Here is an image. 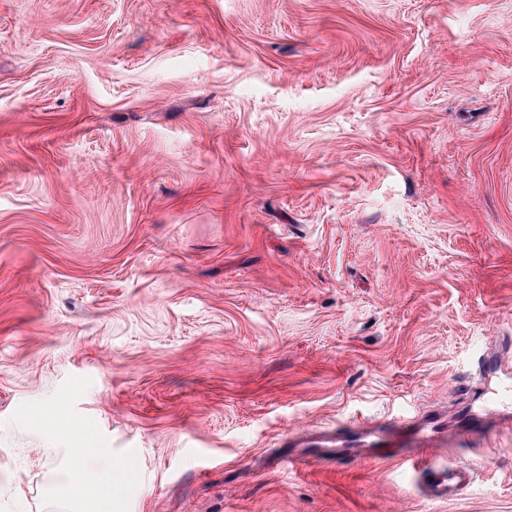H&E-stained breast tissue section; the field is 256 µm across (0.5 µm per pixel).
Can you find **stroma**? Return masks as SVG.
Listing matches in <instances>:
<instances>
[{
    "label": "stroma",
    "mask_w": 512,
    "mask_h": 512,
    "mask_svg": "<svg viewBox=\"0 0 512 512\" xmlns=\"http://www.w3.org/2000/svg\"><path fill=\"white\" fill-rule=\"evenodd\" d=\"M505 334L512 0H0V512L87 438L114 512H512ZM431 407L454 500L276 461ZM511 336H499L498 347L493 349L489 347L487 351L479 358L472 379L478 380L483 384L484 410L498 411L501 408H508L512 401V388L508 383L502 384L496 388H489L487 384L492 376L501 369L502 358L501 351L511 349Z\"/></svg>",
    "instance_id": "1"
}]
</instances>
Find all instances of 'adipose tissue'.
<instances>
[{
	"label": "adipose tissue",
	"mask_w": 512,
	"mask_h": 512,
	"mask_svg": "<svg viewBox=\"0 0 512 512\" xmlns=\"http://www.w3.org/2000/svg\"><path fill=\"white\" fill-rule=\"evenodd\" d=\"M66 454L67 465L42 489L44 500L56 512H112L126 467L114 464L108 448L74 447Z\"/></svg>",
	"instance_id": "obj_1"
}]
</instances>
